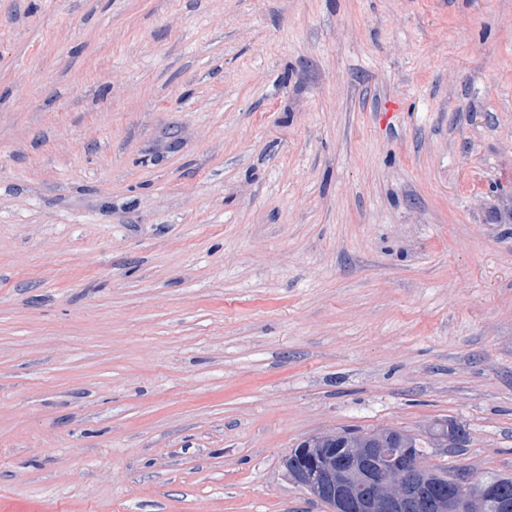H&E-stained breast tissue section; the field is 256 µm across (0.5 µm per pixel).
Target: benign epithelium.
Here are the masks:
<instances>
[{"mask_svg": "<svg viewBox=\"0 0 512 512\" xmlns=\"http://www.w3.org/2000/svg\"><path fill=\"white\" fill-rule=\"evenodd\" d=\"M335 447L320 448L322 437L309 440V468L292 479L327 505L329 512H421L439 504L431 494L428 467L412 455L392 457L390 448H369L374 436H333Z\"/></svg>", "mask_w": 512, "mask_h": 512, "instance_id": "benign-epithelium-1", "label": "benign epithelium"}]
</instances>
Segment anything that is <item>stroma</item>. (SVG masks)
<instances>
[{
	"instance_id": "stroma-1",
	"label": "stroma",
	"mask_w": 512,
	"mask_h": 512,
	"mask_svg": "<svg viewBox=\"0 0 512 512\" xmlns=\"http://www.w3.org/2000/svg\"><path fill=\"white\" fill-rule=\"evenodd\" d=\"M445 419L512 475V0H0V512Z\"/></svg>"
}]
</instances>
